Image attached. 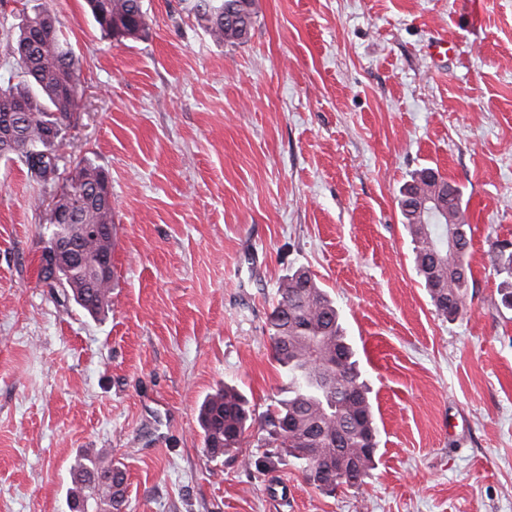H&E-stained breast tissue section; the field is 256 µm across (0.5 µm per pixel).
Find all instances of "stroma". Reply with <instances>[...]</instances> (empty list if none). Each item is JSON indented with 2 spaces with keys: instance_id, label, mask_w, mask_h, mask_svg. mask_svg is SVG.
<instances>
[{
  "instance_id": "1",
  "label": "stroma",
  "mask_w": 512,
  "mask_h": 512,
  "mask_svg": "<svg viewBox=\"0 0 512 512\" xmlns=\"http://www.w3.org/2000/svg\"><path fill=\"white\" fill-rule=\"evenodd\" d=\"M55 12L81 60L61 168L112 188V301L46 288L55 188L0 161V512H69L70 469L106 452L125 512H512V0H255L217 45L181 0H143L117 41L86 0H0V32ZM448 41L432 56L430 44ZM431 167L472 228L463 316L437 314L399 207ZM328 291L370 389L372 469L327 495L282 461L220 458L199 408L232 385L263 413L285 385L268 320L279 281Z\"/></svg>"
}]
</instances>
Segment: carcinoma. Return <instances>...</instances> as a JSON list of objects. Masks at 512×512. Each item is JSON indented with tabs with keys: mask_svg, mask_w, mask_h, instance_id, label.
I'll use <instances>...</instances> for the list:
<instances>
[{
	"mask_svg": "<svg viewBox=\"0 0 512 512\" xmlns=\"http://www.w3.org/2000/svg\"><path fill=\"white\" fill-rule=\"evenodd\" d=\"M197 24L217 44L247 41L254 24L253 0H182ZM94 21L113 38H133L146 26L142 0H88ZM5 53L13 59L20 79L0 85V119L9 118L11 140L0 159L19 158L42 187L62 180L59 204L72 208L74 224H110L112 212L98 207V189L108 181L94 163L81 159L67 174L60 172L65 130L83 92L77 75L80 59L61 33L48 9L24 17L14 35L6 38ZM443 176L423 168L411 176L399 202L403 224L411 238L415 270L435 311L448 319L464 310L472 272L466 259L469 246L462 207L463 193L448 184L457 224H423L418 213L421 197L432 193ZM454 236L460 265L448 266V238ZM47 287L70 289L82 309L96 315L109 307L112 281L87 287L82 264L70 267L63 282L55 280L51 242L40 258ZM500 284L501 302L512 307V251L505 257ZM273 356L286 387L262 414L263 456L248 460L258 471L289 460L316 487L332 494L360 486L371 469L377 447L372 405L361 380L355 351L344 335L339 312L306 269L283 278L269 316ZM253 410L234 386L209 394L200 407V427L206 452L219 458L242 444ZM68 500L91 512H122L126 505L124 470L103 452L86 454L70 470Z\"/></svg>",
	"mask_w": 512,
	"mask_h": 512,
	"instance_id": "cac0c4a2",
	"label": "carcinoma"
}]
</instances>
